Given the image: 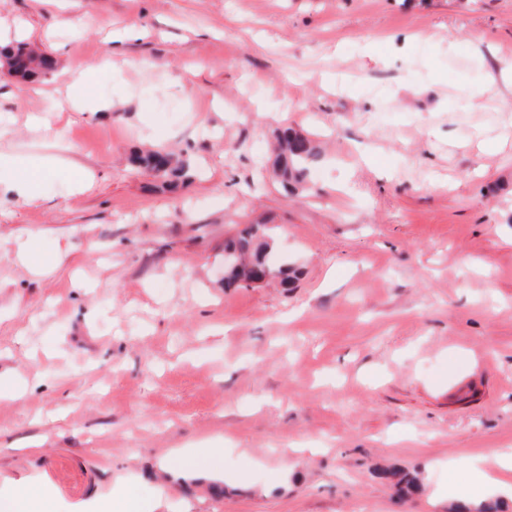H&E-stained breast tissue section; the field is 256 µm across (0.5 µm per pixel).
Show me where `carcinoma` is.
<instances>
[{"mask_svg": "<svg viewBox=\"0 0 512 512\" xmlns=\"http://www.w3.org/2000/svg\"><path fill=\"white\" fill-rule=\"evenodd\" d=\"M49 69L48 58L24 44L0 48V73L3 75L30 81ZM276 138L278 153L272 163L276 178L287 190H307L310 166L318 158L316 146L311 139L290 128L279 130ZM133 163L165 183L171 178H189L193 172L189 158L162 150L137 154ZM224 253L232 257L224 263V285L228 288H248L263 278H278L286 286L295 278L296 270L292 265L273 261L270 237L264 224H253L225 241Z\"/></svg>", "mask_w": 512, "mask_h": 512, "instance_id": "obj_1", "label": "carcinoma"}]
</instances>
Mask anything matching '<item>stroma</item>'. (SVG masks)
Returning a JSON list of instances; mask_svg holds the SVG:
<instances>
[{
	"label": "stroma",
	"mask_w": 512,
	"mask_h": 512,
	"mask_svg": "<svg viewBox=\"0 0 512 512\" xmlns=\"http://www.w3.org/2000/svg\"><path fill=\"white\" fill-rule=\"evenodd\" d=\"M0 39L92 74L62 113L54 77L0 78V154L50 167L39 201L0 187L1 491L448 512L437 485L512 451V94L482 92L512 0H0ZM286 126L319 147L291 196ZM160 149L195 177L131 165ZM249 224L293 287H225ZM185 448L236 482L161 475Z\"/></svg>",
	"instance_id": "stroma-1"
}]
</instances>
